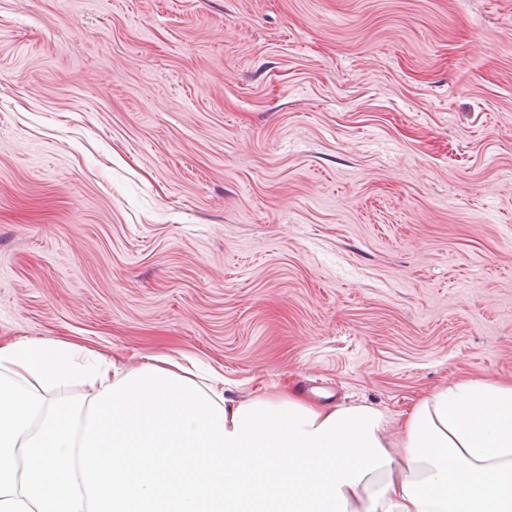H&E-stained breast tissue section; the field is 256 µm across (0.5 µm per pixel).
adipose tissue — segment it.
Instances as JSON below:
<instances>
[{
  "mask_svg": "<svg viewBox=\"0 0 512 512\" xmlns=\"http://www.w3.org/2000/svg\"><path fill=\"white\" fill-rule=\"evenodd\" d=\"M77 379L89 402L51 388ZM0 512H512V384L439 386L391 416L286 389L247 399L150 356L0 345Z\"/></svg>",
  "mask_w": 512,
  "mask_h": 512,
  "instance_id": "adipose-tissue-1",
  "label": "adipose tissue"
}]
</instances>
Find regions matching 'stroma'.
Here are the masks:
<instances>
[{
    "label": "stroma",
    "mask_w": 512,
    "mask_h": 512,
    "mask_svg": "<svg viewBox=\"0 0 512 512\" xmlns=\"http://www.w3.org/2000/svg\"><path fill=\"white\" fill-rule=\"evenodd\" d=\"M399 415L512 383V0H0V344Z\"/></svg>",
    "instance_id": "stroma-1"
}]
</instances>
